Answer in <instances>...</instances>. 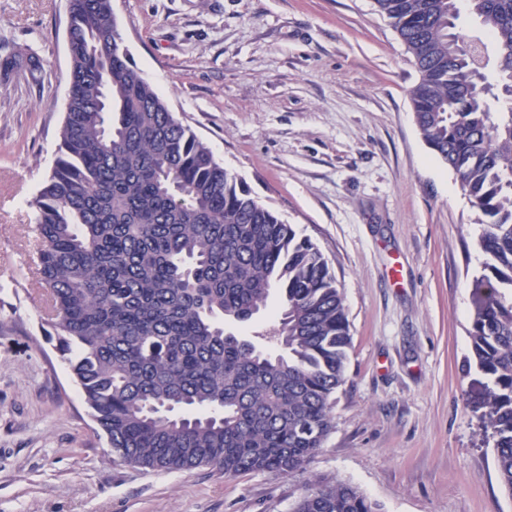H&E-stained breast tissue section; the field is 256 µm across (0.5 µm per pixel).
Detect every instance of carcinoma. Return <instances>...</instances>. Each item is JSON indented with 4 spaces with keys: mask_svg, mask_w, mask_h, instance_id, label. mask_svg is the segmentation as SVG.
Returning <instances> with one entry per match:
<instances>
[{
    "mask_svg": "<svg viewBox=\"0 0 512 512\" xmlns=\"http://www.w3.org/2000/svg\"><path fill=\"white\" fill-rule=\"evenodd\" d=\"M458 0H375L419 73L415 123L478 211L468 364L487 378L484 429L512 496V0H468L493 41L462 34ZM69 98L51 175L32 201L48 336L112 460L175 472L287 476L334 427L351 348L321 251L255 200L122 48L112 0H68ZM494 65L497 83L484 70ZM279 291L272 355L224 322ZM291 512H381L320 482Z\"/></svg>",
    "mask_w": 512,
    "mask_h": 512,
    "instance_id": "obj_1",
    "label": "carcinoma"
}]
</instances>
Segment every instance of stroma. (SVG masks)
<instances>
[{
  "label": "stroma",
  "mask_w": 512,
  "mask_h": 512,
  "mask_svg": "<svg viewBox=\"0 0 512 512\" xmlns=\"http://www.w3.org/2000/svg\"><path fill=\"white\" fill-rule=\"evenodd\" d=\"M133 65L225 169L323 252L347 381L306 470L109 460L45 338L31 205L57 156L67 0H0V512H291L315 480L382 512H512L468 367L477 212L424 142L413 59L374 0H112ZM36 58L30 67L28 58Z\"/></svg>",
  "instance_id": "1"
}]
</instances>
